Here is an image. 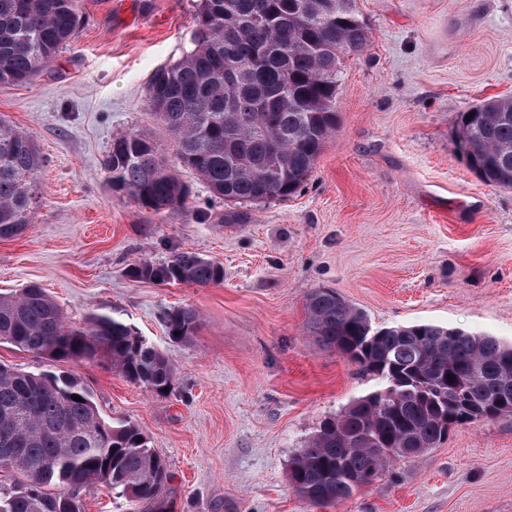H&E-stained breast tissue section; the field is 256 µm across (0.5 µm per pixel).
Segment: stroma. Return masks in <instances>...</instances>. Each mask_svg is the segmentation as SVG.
<instances>
[{
  "mask_svg": "<svg viewBox=\"0 0 512 512\" xmlns=\"http://www.w3.org/2000/svg\"><path fill=\"white\" fill-rule=\"evenodd\" d=\"M371 42L346 58L327 140L295 196L220 224L193 192L156 213L113 192L112 137L175 147L149 112L157 68L191 48L201 0H83L76 38L27 85H0V117L33 133L44 163L33 224L0 239V292L36 283L78 326L118 310L172 358L159 395L104 363H71L102 415L128 420L166 459L172 512H512V417L451 428L346 500L298 496L291 459L319 423L376 385L307 327L306 297L334 289L373 326L433 323L512 342V189L480 182L455 148L461 112L512 96V0H359ZM189 250L222 283L131 280ZM190 306L192 343L162 317Z\"/></svg>",
  "mask_w": 512,
  "mask_h": 512,
  "instance_id": "35a3bbf8",
  "label": "stroma"
}]
</instances>
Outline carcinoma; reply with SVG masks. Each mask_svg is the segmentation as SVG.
Returning a JSON list of instances; mask_svg holds the SVG:
<instances>
[{"mask_svg": "<svg viewBox=\"0 0 512 512\" xmlns=\"http://www.w3.org/2000/svg\"><path fill=\"white\" fill-rule=\"evenodd\" d=\"M81 18V0H0V84L36 80L76 37ZM369 42L358 0H202L193 48L152 73L146 100L179 165L224 200L218 223L246 224L250 208L300 190L336 131L344 57ZM455 144L483 184L512 189V97L462 113ZM41 164L34 136L0 117V238L33 222ZM105 169L113 191L157 213L183 206L191 193L145 136L112 137ZM128 276L208 286L224 280V268L182 250ZM307 310L319 341L378 381L322 420L292 458L293 488L312 505L351 497L359 479L374 483L395 460L425 456L452 426L466 424L448 403L446 375L466 381L462 400L473 407L512 403V342L431 323L378 328L326 288L308 295ZM199 322L195 309H173L167 335L189 342ZM0 344L54 363L106 359L160 395L173 386L172 361L131 323L94 310L70 327L35 283L0 294ZM388 386L399 400L393 415L373 404ZM13 472L23 480L0 495V512H82L79 491L91 483L137 512H165L170 500L165 458L135 424L103 418L79 378L0 364V474Z\"/></svg>", "mask_w": 512, "mask_h": 512, "instance_id": "cac0c4a2", "label": "carcinoma"}]
</instances>
